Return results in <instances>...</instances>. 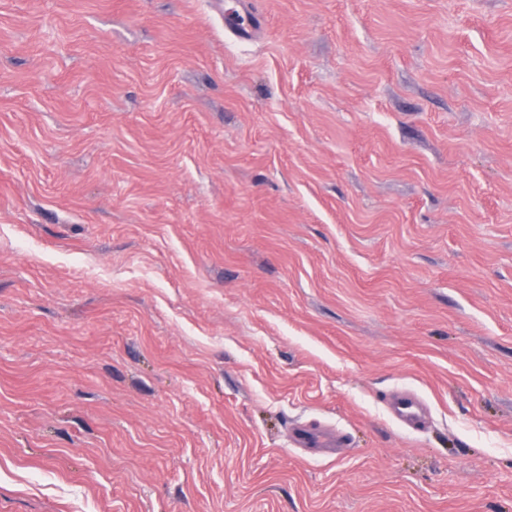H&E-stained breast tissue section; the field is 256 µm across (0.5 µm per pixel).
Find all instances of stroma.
I'll return each instance as SVG.
<instances>
[{"label": "stroma", "mask_w": 512, "mask_h": 512, "mask_svg": "<svg viewBox=\"0 0 512 512\" xmlns=\"http://www.w3.org/2000/svg\"><path fill=\"white\" fill-rule=\"evenodd\" d=\"M0 512H512V0H0ZM392 412L409 429L419 430L424 424L423 409L414 396L399 397L392 406ZM294 444L299 448H335L338 440L333 434L297 427L293 433Z\"/></svg>", "instance_id": "35a3bbf8"}]
</instances>
